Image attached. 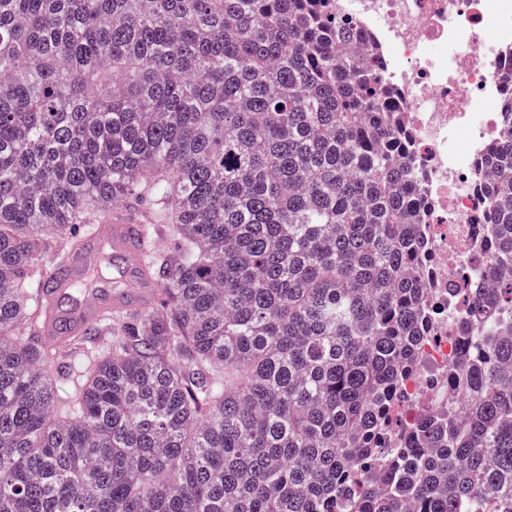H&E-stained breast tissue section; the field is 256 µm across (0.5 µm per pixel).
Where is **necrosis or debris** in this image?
<instances>
[{
    "label": "necrosis or debris",
    "mask_w": 512,
    "mask_h": 512,
    "mask_svg": "<svg viewBox=\"0 0 512 512\" xmlns=\"http://www.w3.org/2000/svg\"><path fill=\"white\" fill-rule=\"evenodd\" d=\"M360 23L356 46L407 106L433 248L427 264L445 289L483 288L495 255L486 192L490 146L512 133V0H336ZM464 345L440 335L429 369L409 385L427 406L448 399L449 362Z\"/></svg>",
    "instance_id": "1"
}]
</instances>
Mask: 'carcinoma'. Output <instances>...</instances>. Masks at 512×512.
<instances>
[{"instance_id": "carcinoma-1", "label": "carcinoma", "mask_w": 512, "mask_h": 512, "mask_svg": "<svg viewBox=\"0 0 512 512\" xmlns=\"http://www.w3.org/2000/svg\"><path fill=\"white\" fill-rule=\"evenodd\" d=\"M356 31L336 0H0V512H512V135L492 288L458 289L483 353L408 424L438 289L408 115ZM143 195L176 238L160 302L63 365L41 242Z\"/></svg>"}]
</instances>
